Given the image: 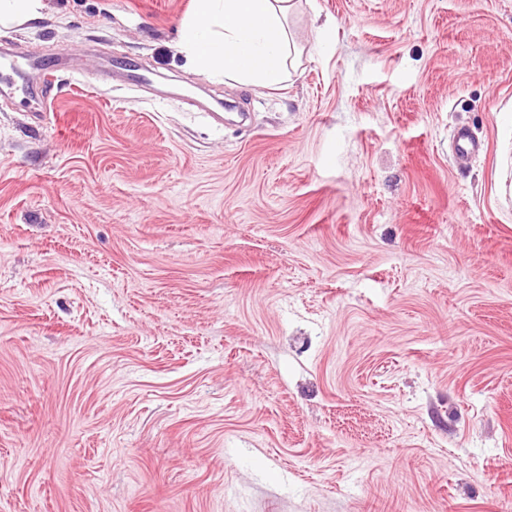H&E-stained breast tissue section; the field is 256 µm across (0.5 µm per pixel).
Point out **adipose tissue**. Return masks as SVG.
<instances>
[{"mask_svg": "<svg viewBox=\"0 0 512 512\" xmlns=\"http://www.w3.org/2000/svg\"><path fill=\"white\" fill-rule=\"evenodd\" d=\"M291 0H194L181 22L180 50L201 70L265 88L291 76L297 49Z\"/></svg>", "mask_w": 512, "mask_h": 512, "instance_id": "ef3b65f1", "label": "adipose tissue"}]
</instances>
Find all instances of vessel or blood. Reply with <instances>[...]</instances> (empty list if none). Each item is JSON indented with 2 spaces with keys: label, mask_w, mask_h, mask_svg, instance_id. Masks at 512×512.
<instances>
[{
  "label": "vessel or blood",
  "mask_w": 512,
  "mask_h": 512,
  "mask_svg": "<svg viewBox=\"0 0 512 512\" xmlns=\"http://www.w3.org/2000/svg\"><path fill=\"white\" fill-rule=\"evenodd\" d=\"M57 67L43 57L17 61L0 53V94L23 93L50 99Z\"/></svg>",
  "instance_id": "b4317fda"
}]
</instances>
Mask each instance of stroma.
Instances as JSON below:
<instances>
[{
	"label": "stroma",
	"mask_w": 512,
	"mask_h": 512,
	"mask_svg": "<svg viewBox=\"0 0 512 512\" xmlns=\"http://www.w3.org/2000/svg\"><path fill=\"white\" fill-rule=\"evenodd\" d=\"M45 2L0 40L82 71L0 100V512H512V0H296L278 90L192 67L194 0Z\"/></svg>",
	"instance_id": "1"
}]
</instances>
